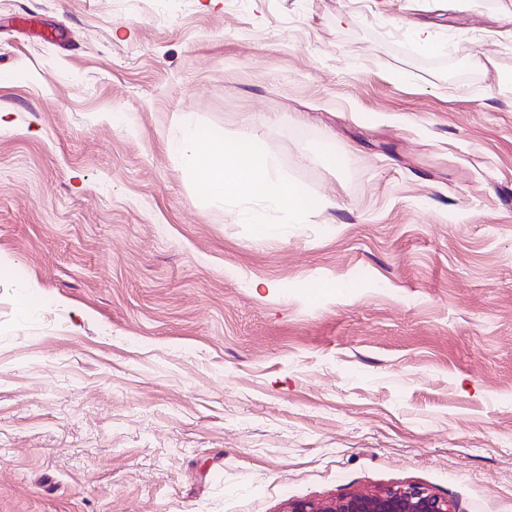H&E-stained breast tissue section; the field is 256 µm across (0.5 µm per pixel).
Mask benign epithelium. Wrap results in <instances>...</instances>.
<instances>
[{
    "instance_id": "1",
    "label": "benign epithelium",
    "mask_w": 512,
    "mask_h": 512,
    "mask_svg": "<svg viewBox=\"0 0 512 512\" xmlns=\"http://www.w3.org/2000/svg\"><path fill=\"white\" fill-rule=\"evenodd\" d=\"M284 512H451L448 499L419 484L357 492L330 500L291 502Z\"/></svg>"
}]
</instances>
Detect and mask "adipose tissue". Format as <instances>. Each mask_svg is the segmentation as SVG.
Wrapping results in <instances>:
<instances>
[{
	"label": "adipose tissue",
	"instance_id": "obj_1",
	"mask_svg": "<svg viewBox=\"0 0 512 512\" xmlns=\"http://www.w3.org/2000/svg\"><path fill=\"white\" fill-rule=\"evenodd\" d=\"M170 145L184 156L198 193L207 199L259 198L277 208L288 224L301 223L310 208L303 191L283 181L254 139L208 144L197 129L185 125L172 135Z\"/></svg>",
	"mask_w": 512,
	"mask_h": 512
}]
</instances>
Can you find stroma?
Wrapping results in <instances>:
<instances>
[{"label":"stroma","instance_id":"stroma-1","mask_svg":"<svg viewBox=\"0 0 512 512\" xmlns=\"http://www.w3.org/2000/svg\"><path fill=\"white\" fill-rule=\"evenodd\" d=\"M0 114V512H512V0H0ZM170 145L184 156L198 193L209 200L260 198L283 214V224H300L311 207L299 187L275 172L254 139L208 144L197 129L185 125L172 135ZM284 512H452L448 499L419 484L357 492L330 500L291 502Z\"/></svg>","mask_w":512,"mask_h":512}]
</instances>
